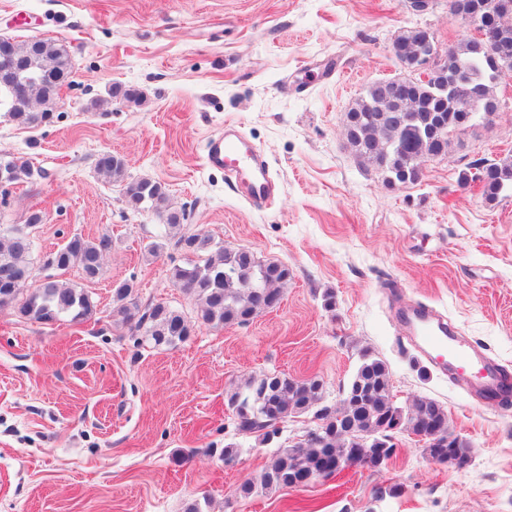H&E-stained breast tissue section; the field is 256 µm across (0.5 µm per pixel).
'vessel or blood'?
<instances>
[{
	"label": "vessel or blood",
	"mask_w": 512,
	"mask_h": 512,
	"mask_svg": "<svg viewBox=\"0 0 512 512\" xmlns=\"http://www.w3.org/2000/svg\"><path fill=\"white\" fill-rule=\"evenodd\" d=\"M206 162L234 179L255 205L273 199L274 184L257 149L232 126H225L223 134L209 139ZM400 321L406 336L435 367L467 383L483 400L499 404L512 399V371L460 339L454 327L433 307L406 305Z\"/></svg>",
	"instance_id": "obj_1"
}]
</instances>
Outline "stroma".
Segmentation results:
<instances>
[{
  "label": "stroma",
  "mask_w": 512,
  "mask_h": 512,
  "mask_svg": "<svg viewBox=\"0 0 512 512\" xmlns=\"http://www.w3.org/2000/svg\"><path fill=\"white\" fill-rule=\"evenodd\" d=\"M417 25L443 50L467 32L448 0L423 12L410 0H0V36L57 40L73 65L52 123L0 115V153L44 172L13 188L0 225L23 227L35 207L41 251L73 233L113 243L94 281L75 267L63 276L91 296L90 320L43 324L0 308V512H512V414L430 368L391 295L434 306L512 370V193L490 205L457 184L464 161L512 158V110L454 133L414 185L386 187L343 136L365 88L403 76L392 44ZM115 84L143 103L107 102ZM228 124L269 168V205L207 166L206 143ZM105 151L125 159L127 178L164 183L190 231L286 265L279 305L243 325L195 327L173 348L134 345L112 322L113 285L192 313L167 277L188 255H145L162 220L125 209L121 184L96 172ZM366 353L388 365L398 404L428 397L447 410L469 464L431 463L399 432L379 470L241 496L318 421L288 417L262 444L236 431L228 393L252 376L315 378L333 408ZM227 444L240 450L231 467L218 454Z\"/></svg>",
  "instance_id": "35a3bbf8"
}]
</instances>
